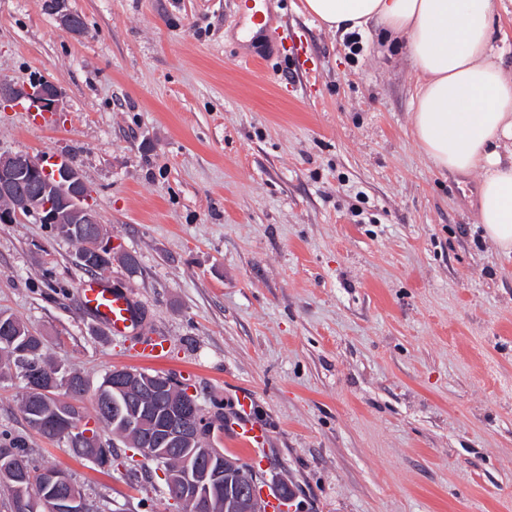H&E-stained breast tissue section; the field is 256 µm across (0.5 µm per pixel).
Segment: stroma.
I'll return each mask as SVG.
<instances>
[{
  "label": "stroma",
  "mask_w": 512,
  "mask_h": 512,
  "mask_svg": "<svg viewBox=\"0 0 512 512\" xmlns=\"http://www.w3.org/2000/svg\"><path fill=\"white\" fill-rule=\"evenodd\" d=\"M271 9L307 68L241 66L268 44L243 38L236 0H0V80L63 101L45 125L0 108V152L69 156L137 258L104 278L143 324L116 336L85 313L77 245L32 216L0 223V312L90 384L175 377L215 418L208 448L251 392L288 512H512V254L477 222L480 174L438 171L415 142L406 47L373 26L353 54L301 0ZM22 393L0 379V433L99 512H183L122 440L102 469L41 437Z\"/></svg>",
  "instance_id": "stroma-1"
}]
</instances>
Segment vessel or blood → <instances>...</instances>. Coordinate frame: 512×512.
Listing matches in <instances>:
<instances>
[{"label":"vessel or blood","instance_id":"1","mask_svg":"<svg viewBox=\"0 0 512 512\" xmlns=\"http://www.w3.org/2000/svg\"><path fill=\"white\" fill-rule=\"evenodd\" d=\"M249 27L260 28L268 38L274 53L300 64L303 47L295 37L285 33L277 17L269 11L255 8L253 0H243ZM81 307L115 334H130L139 327V316L128 293L113 288L103 278L89 275L80 283ZM253 396L245 392L238 398V409L226 423V437L233 451L245 456L252 470H262L270 450V435L261 424L251 418ZM257 491L264 502L265 512H287L288 502L280 490L258 482Z\"/></svg>","mask_w":512,"mask_h":512}]
</instances>
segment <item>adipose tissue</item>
<instances>
[{
    "instance_id": "obj_1",
    "label": "adipose tissue",
    "mask_w": 512,
    "mask_h": 512,
    "mask_svg": "<svg viewBox=\"0 0 512 512\" xmlns=\"http://www.w3.org/2000/svg\"><path fill=\"white\" fill-rule=\"evenodd\" d=\"M303 10L331 30L373 23L405 41L415 140L439 169L480 170L478 220L512 252V75L492 37L494 0H304Z\"/></svg>"
}]
</instances>
